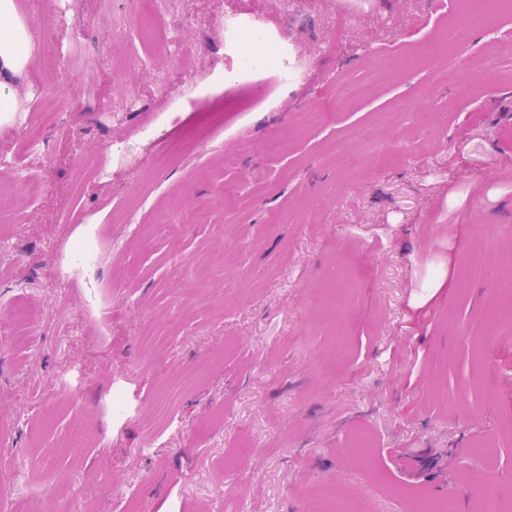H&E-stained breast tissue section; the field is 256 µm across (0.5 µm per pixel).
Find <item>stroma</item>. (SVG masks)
Returning a JSON list of instances; mask_svg holds the SVG:
<instances>
[{
  "label": "stroma",
  "mask_w": 512,
  "mask_h": 512,
  "mask_svg": "<svg viewBox=\"0 0 512 512\" xmlns=\"http://www.w3.org/2000/svg\"><path fill=\"white\" fill-rule=\"evenodd\" d=\"M17 3L40 50L0 163L40 113L57 120L32 166L42 193L0 197V226L19 227L0 262V512H122L131 494L148 512H317L316 483L413 512L432 481L476 512L488 477L512 512V324L486 318L512 293V59L462 65L512 14L404 65L441 24L436 0H372L338 37L334 0H316L288 20L297 83L247 125L228 112L212 127L233 91L216 79L220 19L274 23L276 0ZM148 24L185 26L179 51L144 46ZM316 43L329 51L313 61ZM352 85L357 105L336 106ZM320 102L322 121L295 128ZM204 127L218 149L188 145ZM272 135L280 154L225 168L240 139ZM143 191L152 237L124 288L112 239ZM86 236L97 261L65 266ZM19 302L39 312L25 346L7 318Z\"/></svg>",
  "instance_id": "1"
}]
</instances>
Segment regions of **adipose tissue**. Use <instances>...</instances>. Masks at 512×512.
I'll return each mask as SVG.
<instances>
[{
    "label": "adipose tissue",
    "instance_id": "adipose-tissue-1",
    "mask_svg": "<svg viewBox=\"0 0 512 512\" xmlns=\"http://www.w3.org/2000/svg\"><path fill=\"white\" fill-rule=\"evenodd\" d=\"M37 58L36 42L16 0H0V124L27 111L26 76Z\"/></svg>",
    "mask_w": 512,
    "mask_h": 512
}]
</instances>
